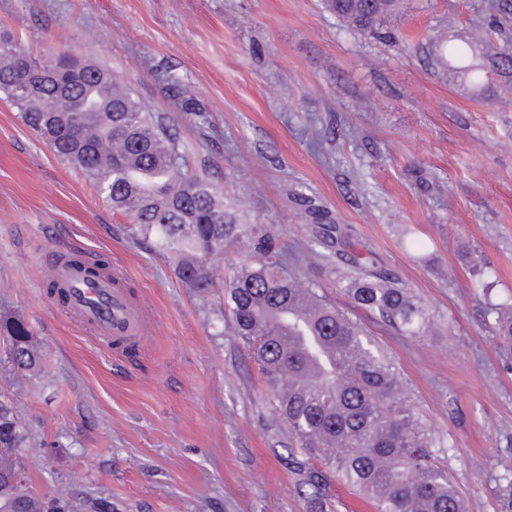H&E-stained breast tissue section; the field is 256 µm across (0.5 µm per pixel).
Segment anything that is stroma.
Segmentation results:
<instances>
[{
  "instance_id": "obj_1",
  "label": "stroma",
  "mask_w": 512,
  "mask_h": 512,
  "mask_svg": "<svg viewBox=\"0 0 512 512\" xmlns=\"http://www.w3.org/2000/svg\"><path fill=\"white\" fill-rule=\"evenodd\" d=\"M1 29L33 55L104 65L160 113L188 175L245 197L244 220L273 225L291 272L391 359L468 512H496L512 351L487 308L512 304V77L473 87L427 41L486 35L484 0H402L377 35L322 0H0ZM163 70L192 84L206 123L177 109ZM318 213L350 225L436 333L403 336L354 306L310 253ZM74 248L122 266L147 303L136 356L48 297V254ZM173 267L0 98V318L23 317L46 362L24 376L0 362V398L36 442L22 454L34 491L112 512H304L288 429L223 300L183 288Z\"/></svg>"
}]
</instances>
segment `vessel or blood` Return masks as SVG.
I'll list each match as a JSON object with an SVG mask.
<instances>
[{
    "instance_id": "vessel-or-blood-1",
    "label": "vessel or blood",
    "mask_w": 512,
    "mask_h": 512,
    "mask_svg": "<svg viewBox=\"0 0 512 512\" xmlns=\"http://www.w3.org/2000/svg\"><path fill=\"white\" fill-rule=\"evenodd\" d=\"M55 279L69 289L68 312L79 324L103 339H135L145 335L148 317L144 303L133 301L121 290L124 274L113 268L111 277L87 282L64 262L51 268Z\"/></svg>"
}]
</instances>
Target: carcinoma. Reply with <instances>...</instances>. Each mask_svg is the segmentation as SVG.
I'll return each mask as SVG.
<instances>
[{"label":"carcinoma","mask_w":512,"mask_h":512,"mask_svg":"<svg viewBox=\"0 0 512 512\" xmlns=\"http://www.w3.org/2000/svg\"><path fill=\"white\" fill-rule=\"evenodd\" d=\"M327 9L361 33L378 31L399 11L400 0H325ZM505 46L489 44L483 64H466L467 41L436 35L430 43L460 63L475 83L495 72L512 74V39L491 25ZM0 92L61 159L78 169L112 209L133 217L140 233L171 255L181 284L206 295L224 288V309L232 333L258 364L273 394L275 410L288 426L290 455L317 458L336 479L373 500L378 512H465L448 473L436 464L429 440L412 418L394 364L374 344L356 319L339 310L320 288L289 273L277 232L248 224L236 199L224 197L214 183L183 171L179 142L162 118L146 111L129 88L107 69L82 61L83 70L68 81L47 77L36 94L20 96L16 86L26 68L44 61L22 49L11 32L0 31ZM161 80L173 91L176 107L204 121L197 96L170 71ZM79 99L84 112L68 111ZM46 101L58 111L45 112ZM310 240L336 287L354 305L378 316L407 336H422L432 323L424 307L393 273L370 256L352 249L343 224H311ZM230 246L242 249L224 283L212 275L211 260ZM96 277L108 270L101 257L64 254ZM50 296L67 304L66 288L47 275ZM503 339L512 343V313L492 305ZM12 367L22 373L41 367L42 357L29 326L20 318L0 321ZM0 512H76L80 503L64 496L30 490L19 449L32 447V435L11 402L0 400ZM309 512H330L325 475L315 467L304 475Z\"/></svg>","instance_id":"obj_1"}]
</instances>
